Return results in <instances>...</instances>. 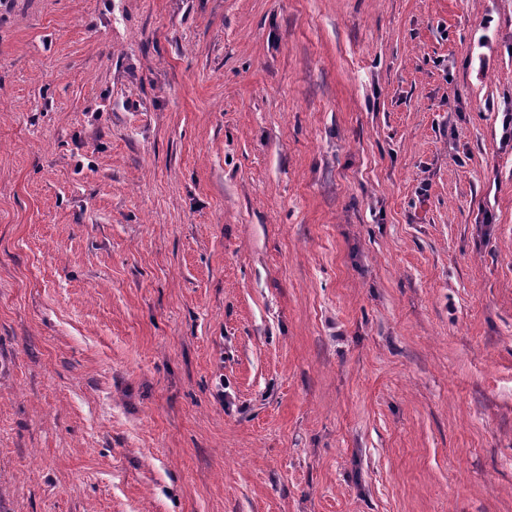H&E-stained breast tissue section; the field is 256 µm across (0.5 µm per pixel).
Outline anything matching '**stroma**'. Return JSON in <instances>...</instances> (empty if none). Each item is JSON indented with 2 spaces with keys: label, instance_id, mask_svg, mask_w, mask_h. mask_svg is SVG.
I'll return each instance as SVG.
<instances>
[{
  "label": "stroma",
  "instance_id": "1",
  "mask_svg": "<svg viewBox=\"0 0 512 512\" xmlns=\"http://www.w3.org/2000/svg\"><path fill=\"white\" fill-rule=\"evenodd\" d=\"M508 113L512 0H12L0 512H512Z\"/></svg>",
  "mask_w": 512,
  "mask_h": 512
}]
</instances>
